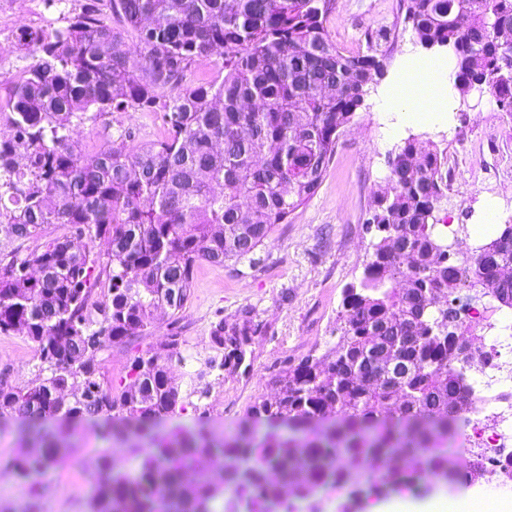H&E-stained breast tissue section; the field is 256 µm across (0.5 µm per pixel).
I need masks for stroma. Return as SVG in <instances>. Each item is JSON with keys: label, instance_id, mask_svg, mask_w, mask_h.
Listing matches in <instances>:
<instances>
[{"label": "stroma", "instance_id": "1", "mask_svg": "<svg viewBox=\"0 0 512 512\" xmlns=\"http://www.w3.org/2000/svg\"><path fill=\"white\" fill-rule=\"evenodd\" d=\"M399 0H337L327 23L333 41L344 52L377 48L386 64L384 77L369 85L352 123L339 133L337 151L316 193L288 218L274 226L256 251L257 264L198 261L191 295L179 312L158 311L149 335L98 352L104 381L113 388L129 382L133 359L167 337L180 339L182 361L172 362L170 376L183 399V410L164 421L167 429L205 426L229 438L246 420L250 408L269 398L274 381L287 364L318 357L335 347L336 320L346 287L357 282L372 249L365 221L375 193L389 176L387 159L405 141L431 143L447 157L448 188L434 212L437 224L472 228L487 204L497 208L498 224H512V112L501 110L490 93L450 90L444 110L426 123L406 120L392 93L408 60L430 57L455 65L447 49L426 52L413 36ZM19 24L14 0H0V82H7L27 64L13 47ZM124 129L135 141L160 139L164 127L155 113L126 112L85 116L74 123L80 145L108 142ZM250 320L257 332L246 348L240 369L206 370L216 358L211 347L213 323ZM45 363L27 336L0 335V383L22 388L35 380ZM205 377H198V370ZM71 451L37 482L28 485L0 479V512H89L96 492L94 474L84 467L117 444L92 426L71 428ZM399 492L363 494L326 490L316 498L289 499V512H373L399 499Z\"/></svg>", "mask_w": 512, "mask_h": 512}]
</instances>
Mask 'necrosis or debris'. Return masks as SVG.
Returning a JSON list of instances; mask_svg holds the SVG:
<instances>
[{
	"label": "necrosis or debris",
	"instance_id": "4bbe7bcc",
	"mask_svg": "<svg viewBox=\"0 0 512 512\" xmlns=\"http://www.w3.org/2000/svg\"><path fill=\"white\" fill-rule=\"evenodd\" d=\"M474 319L483 326V354L465 365L467 404L459 429L465 447L512 479V317L492 307Z\"/></svg>",
	"mask_w": 512,
	"mask_h": 512
}]
</instances>
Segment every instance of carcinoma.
Wrapping results in <instances>:
<instances>
[{
	"label": "carcinoma",
	"mask_w": 512,
	"mask_h": 512,
	"mask_svg": "<svg viewBox=\"0 0 512 512\" xmlns=\"http://www.w3.org/2000/svg\"><path fill=\"white\" fill-rule=\"evenodd\" d=\"M335 0H109L114 26L89 0L61 28L19 29L30 63L0 89V335L37 344L50 374L24 388L0 384V416L28 423L23 444L0 462L20 482L45 473L67 450L66 426L89 421L119 437L133 470L97 456L90 512H212L228 490L271 512L284 486L296 499L363 478L400 483L419 473H458L448 450L466 397L452 349L469 284L512 296V224L477 247L467 265L436 250L434 211L448 188L437 147L415 139L388 157L387 186L367 224L377 241L363 277L344 291L336 347L276 378L273 398L251 411L260 431L229 439L203 430L166 435L152 423L176 412L168 364L183 361L172 335L134 359L130 382L103 388L98 364L109 343L149 333L155 312L182 309L194 267L253 255L272 228L309 200L336 152L339 133L384 75L375 55H346L326 27ZM423 47L448 48L456 87L488 91L512 107V0H408ZM134 31L139 57L123 48ZM224 55V78L187 83L201 59ZM158 112L166 135L135 144L117 131L106 150L75 142L88 112ZM65 236H50L53 226ZM43 240L22 253L23 243ZM108 246L109 289L87 314ZM256 330H211L220 366L237 369ZM406 370L404 385H367L361 367L376 337Z\"/></svg>",
	"instance_id": "carcinoma-1"
}]
</instances>
